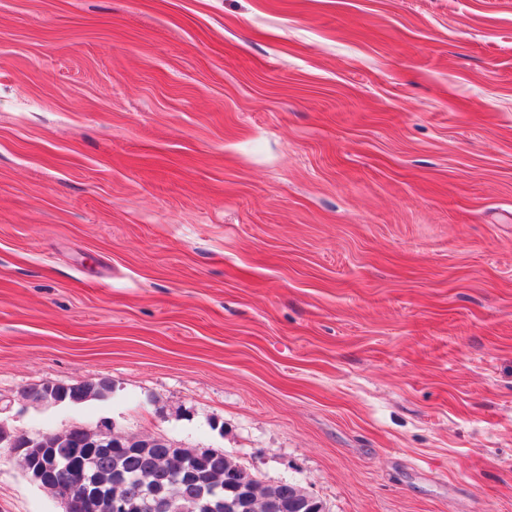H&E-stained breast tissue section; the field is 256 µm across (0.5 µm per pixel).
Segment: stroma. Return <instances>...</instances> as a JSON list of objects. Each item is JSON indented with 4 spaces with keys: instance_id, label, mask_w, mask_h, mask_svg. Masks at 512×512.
<instances>
[{
    "instance_id": "stroma-1",
    "label": "stroma",
    "mask_w": 512,
    "mask_h": 512,
    "mask_svg": "<svg viewBox=\"0 0 512 512\" xmlns=\"http://www.w3.org/2000/svg\"><path fill=\"white\" fill-rule=\"evenodd\" d=\"M0 424L512 512V0H0ZM111 390L112 386L105 380L72 384L47 382L25 390L24 396L34 402L78 404L89 399L104 398Z\"/></svg>"
}]
</instances>
